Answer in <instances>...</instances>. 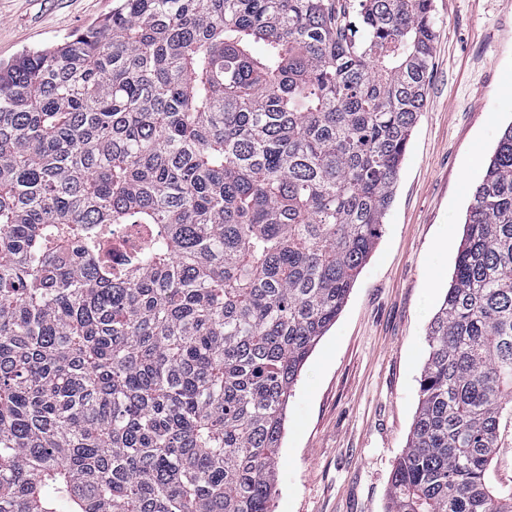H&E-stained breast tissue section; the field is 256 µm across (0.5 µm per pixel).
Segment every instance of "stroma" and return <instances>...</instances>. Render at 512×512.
<instances>
[{"instance_id":"1","label":"stroma","mask_w":512,"mask_h":512,"mask_svg":"<svg viewBox=\"0 0 512 512\" xmlns=\"http://www.w3.org/2000/svg\"><path fill=\"white\" fill-rule=\"evenodd\" d=\"M115 0H0V62L61 42ZM426 107L383 232L289 399L273 512H387L472 193L512 124V0H434Z\"/></svg>"}]
</instances>
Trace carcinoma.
Returning a JSON list of instances; mask_svg holds the SVG:
<instances>
[{"instance_id": "1", "label": "carcinoma", "mask_w": 512, "mask_h": 512, "mask_svg": "<svg viewBox=\"0 0 512 512\" xmlns=\"http://www.w3.org/2000/svg\"><path fill=\"white\" fill-rule=\"evenodd\" d=\"M436 33L433 0H119L0 65V512H272ZM426 341L388 512H512V125ZM504 423L499 451L488 471V481L497 488H512V418L508 419L505 429Z\"/></svg>"}]
</instances>
